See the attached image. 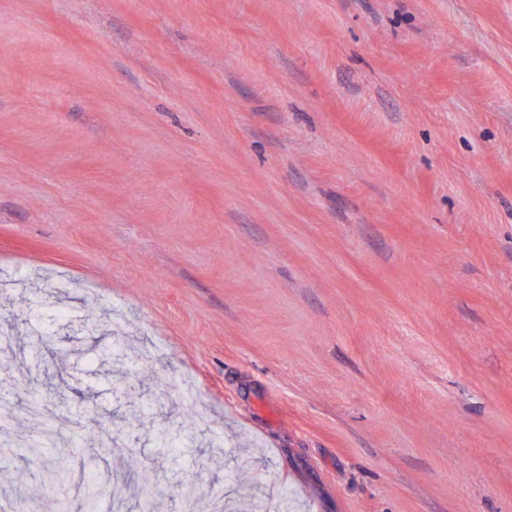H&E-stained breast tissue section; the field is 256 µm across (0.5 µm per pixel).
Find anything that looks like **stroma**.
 I'll list each match as a JSON object with an SVG mask.
<instances>
[{
  "label": "stroma",
  "instance_id": "obj_1",
  "mask_svg": "<svg viewBox=\"0 0 512 512\" xmlns=\"http://www.w3.org/2000/svg\"><path fill=\"white\" fill-rule=\"evenodd\" d=\"M1 274L19 512H512V0H0Z\"/></svg>",
  "mask_w": 512,
  "mask_h": 512
}]
</instances>
